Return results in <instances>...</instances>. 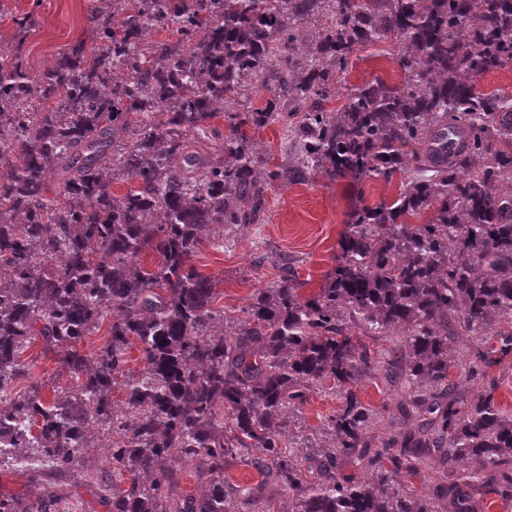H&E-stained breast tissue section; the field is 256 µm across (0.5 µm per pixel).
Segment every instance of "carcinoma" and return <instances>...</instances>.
<instances>
[{
  "instance_id": "carcinoma-1",
  "label": "carcinoma",
  "mask_w": 512,
  "mask_h": 512,
  "mask_svg": "<svg viewBox=\"0 0 512 512\" xmlns=\"http://www.w3.org/2000/svg\"><path fill=\"white\" fill-rule=\"evenodd\" d=\"M322 17L305 38L300 24ZM91 20L94 45L75 40L36 74L22 50L32 13L0 43V467L64 474L101 426L111 512H271L224 478L255 450L289 512H478L476 489L512 501V411L481 376L497 347L458 344L512 337V96L476 88L512 70V0H108ZM384 41L400 47L403 82L365 83L327 109L352 54ZM268 71L263 107L215 108ZM275 124L285 168L256 142ZM451 129L464 133L453 156L435 144ZM313 175L403 180L393 202L353 207L315 293L283 261L242 315L216 308V280L193 263L201 244L260 223L272 185ZM105 322L106 343L81 353ZM373 338L393 354L374 355ZM37 342L82 377L77 392L13 390ZM134 346L143 368L114 401ZM373 372L405 390L377 445L357 394ZM327 390L342 403L313 467L286 427ZM346 459L361 478L341 475ZM435 465L429 494L393 489ZM187 472L197 496L180 491ZM59 500H0V512Z\"/></svg>"
}]
</instances>
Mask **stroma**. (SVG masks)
I'll return each instance as SVG.
<instances>
[{
	"label": "stroma",
	"mask_w": 512,
	"mask_h": 512,
	"mask_svg": "<svg viewBox=\"0 0 512 512\" xmlns=\"http://www.w3.org/2000/svg\"><path fill=\"white\" fill-rule=\"evenodd\" d=\"M97 0H11L10 9L34 12L37 25L31 31L24 53L31 67L50 64L53 57L77 39H88L90 10ZM398 48L394 42H378L360 48L350 60L342 78L350 87L380 80L390 85L401 82L396 63ZM400 179L391 183L368 181L353 185L314 177L305 182H285L268 192L269 210L263 223L224 230V246L203 244L195 256V265L204 273L223 280L224 294L219 302L228 309L245 306L256 288L272 281L275 263L287 257L295 263L296 276L302 282V295H309L323 284L326 274L339 256L338 241L345 229L353 199L377 205L396 197ZM25 373L14 385L26 391L32 383L42 385L44 398L76 391L81 380L63 368L58 358L44 352L41 345L31 346L23 355ZM362 401L377 411L382 426L398 418L401 390H391L381 379L364 380L358 391ZM340 403L338 396L316 393L300 412L290 416L289 436L313 448L328 445L325 422ZM80 474L69 477L60 512H107L106 500L112 494V471L101 449L87 450L80 462Z\"/></svg>",
	"instance_id": "1"
}]
</instances>
